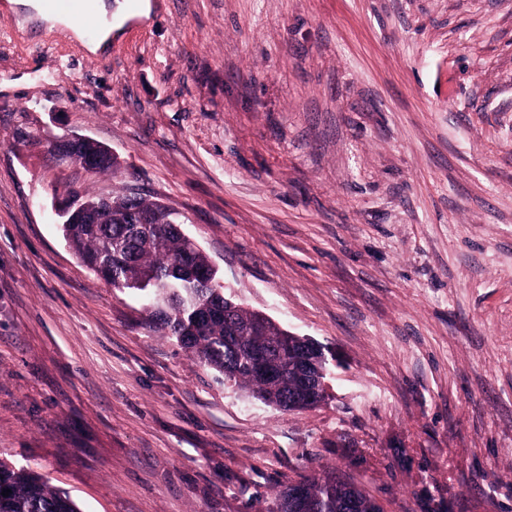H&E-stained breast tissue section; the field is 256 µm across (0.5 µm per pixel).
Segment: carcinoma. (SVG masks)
Here are the masks:
<instances>
[{"label":"carcinoma","mask_w":512,"mask_h":512,"mask_svg":"<svg viewBox=\"0 0 512 512\" xmlns=\"http://www.w3.org/2000/svg\"><path fill=\"white\" fill-rule=\"evenodd\" d=\"M58 160L95 173L116 172L112 153L91 141ZM84 218L61 224L69 246L84 264L115 288L140 292L149 316L165 335L191 351L200 363L257 399L285 410H305L324 400V388L307 386L296 368L305 342H292L288 357L254 355L266 351L281 329L269 321L263 329L249 326L254 311L228 303L216 283L217 271L196 244L178 229L180 222L155 200L114 193L106 198L78 194ZM154 220L146 236L128 238L131 213ZM303 496L291 499L293 486L281 491L275 512H384L361 483L339 471H323L298 479ZM0 512H79L76 503L31 468L0 460Z\"/></svg>","instance_id":"carcinoma-1"}]
</instances>
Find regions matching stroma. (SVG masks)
Segmentation results:
<instances>
[{
  "mask_svg": "<svg viewBox=\"0 0 512 512\" xmlns=\"http://www.w3.org/2000/svg\"><path fill=\"white\" fill-rule=\"evenodd\" d=\"M0 0V460L80 512H271L337 469L385 512H512V0H139L80 54ZM79 134L115 176L46 156ZM175 212L226 297L321 345L319 405L203 366L51 217Z\"/></svg>",
  "mask_w": 512,
  "mask_h": 512,
  "instance_id": "stroma-1",
  "label": "stroma"
}]
</instances>
